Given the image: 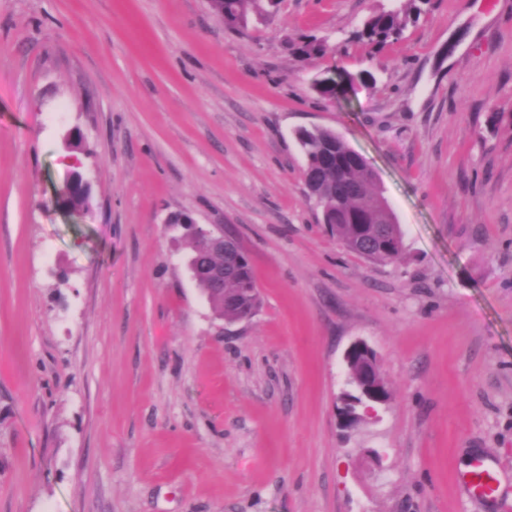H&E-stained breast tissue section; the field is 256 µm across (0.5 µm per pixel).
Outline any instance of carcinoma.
Instances as JSON below:
<instances>
[{
    "mask_svg": "<svg viewBox=\"0 0 512 512\" xmlns=\"http://www.w3.org/2000/svg\"><path fill=\"white\" fill-rule=\"evenodd\" d=\"M280 0H213V7L230 28L247 26L250 15L268 16ZM430 0H405V3L369 16L357 37L382 48L402 37L408 25L415 22ZM326 44L315 38L304 39L296 48L301 58L321 55ZM353 78L339 75L324 77L315 90L324 99L334 100L344 94ZM297 140L305 156L311 178L306 183L326 218V227L349 252L371 262L396 260L404 245L385 251L377 245V231L389 229L382 223L388 215L380 203L381 192L375 188V175L363 156L350 149L329 129H301ZM184 239L190 249L188 263L195 283L217 315L235 321L260 306V296L253 268L241 247L232 245L224 251L201 253L199 242L189 233ZM224 267V286L213 283L212 272Z\"/></svg>",
    "mask_w": 512,
    "mask_h": 512,
    "instance_id": "1",
    "label": "carcinoma"
}]
</instances>
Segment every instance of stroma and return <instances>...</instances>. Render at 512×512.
Returning <instances> with one entry per match:
<instances>
[{
  "mask_svg": "<svg viewBox=\"0 0 512 512\" xmlns=\"http://www.w3.org/2000/svg\"><path fill=\"white\" fill-rule=\"evenodd\" d=\"M394 3L282 0L234 31L210 0H0V512H512V0L356 38ZM316 127L367 160L403 258L321 224ZM181 213L249 256L251 319L191 280ZM357 339L391 399L347 430ZM476 453L499 505L455 480ZM348 85H353V78L350 76L344 77L339 74L337 78L324 77L317 80L315 90L324 99L336 100V98L345 93Z\"/></svg>",
  "mask_w": 512,
  "mask_h": 512,
  "instance_id": "1",
  "label": "stroma"
}]
</instances>
